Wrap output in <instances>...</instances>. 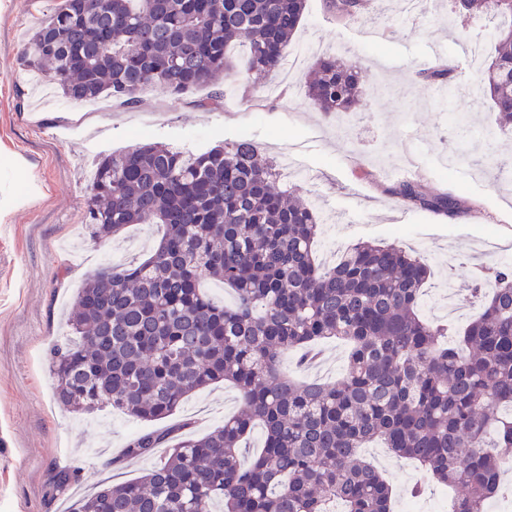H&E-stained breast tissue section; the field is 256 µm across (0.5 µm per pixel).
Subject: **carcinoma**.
Here are the masks:
<instances>
[{
    "label": "carcinoma",
    "instance_id": "carcinoma-1",
    "mask_svg": "<svg viewBox=\"0 0 512 512\" xmlns=\"http://www.w3.org/2000/svg\"><path fill=\"white\" fill-rule=\"evenodd\" d=\"M376 0H328L336 18L393 21ZM306 0H58L29 32L26 67L58 79L76 101L110 95L131 106L145 85L178 99L230 80L234 46H249L247 72L278 68L300 26ZM468 24L509 16L499 0L458 3ZM475 98L495 112L488 140L512 132V23L495 30ZM360 63L336 55L316 63L306 96L322 111L346 114L362 102ZM86 227L107 242L132 224L165 227L153 253L107 263L79 288L67 316L70 335L48 360L57 400L90 414L110 405L147 423L172 417L193 391L232 383L242 407L212 432L188 424L151 428L126 443V458L168 452L136 480L83 497L76 512H391L392 491L358 449L381 440L417 460L438 483L459 490L452 512H486L504 495L512 456V267L476 283L492 289L461 346L418 314L430 269L395 245L359 242L331 268L313 257L321 216L289 200L272 160L240 138L195 154L154 142L98 159ZM390 192L407 207L451 219L472 203L451 186L440 192L407 180ZM207 279L235 292L225 307ZM336 337L350 344L334 384L300 383L281 355ZM263 445L249 462L242 443L255 428ZM76 472L64 468V494Z\"/></svg>",
    "mask_w": 512,
    "mask_h": 512
}]
</instances>
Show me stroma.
I'll return each mask as SVG.
<instances>
[{
	"label": "stroma",
	"mask_w": 512,
	"mask_h": 512,
	"mask_svg": "<svg viewBox=\"0 0 512 512\" xmlns=\"http://www.w3.org/2000/svg\"><path fill=\"white\" fill-rule=\"evenodd\" d=\"M54 0H0V512H73L83 496L101 484L140 477L147 459H126L122 450L140 422L106 407L79 415L55 399L46 354L68 332L64 315L81 283L105 262L121 264L147 257L162 234L160 225L135 224L118 238L99 243L85 228L88 182L99 156L136 146L139 134L153 142L201 152L248 135L268 157L291 155L281 169L282 190L312 202L326 215L315 244L322 265L338 262L353 244L395 243L420 255L430 267L424 316L441 321L456 302V331L482 307L468 290L478 267L512 265V134L486 147L483 133L492 120L489 106L457 98L467 113L468 135L448 119L434 87L417 76L416 63L442 44L454 85L473 81L460 39L481 42L491 56L494 41L484 24L464 34L448 27V0H427L429 20L391 26L369 38L368 20L337 22L323 0H308L301 26L285 53L290 74L262 80L247 72L248 50L234 49L238 78L219 87L223 103L200 107L211 90L199 87L176 100L144 88L135 106L92 111L63 96L57 84L31 82L21 62L28 28ZM322 52H346L360 61L367 85L363 105L351 119L326 113L304 95V81ZM418 151L419 180L441 191L460 186L473 207L457 220L404 206L388 189L390 173L406 147ZM463 154L444 169L449 151ZM323 361L297 369L299 351L284 355L282 367L308 382H333L346 367L347 347L331 338L318 345ZM238 392L217 383L195 391L173 420L205 435L240 406ZM389 482L393 512H403L407 491L429 482L411 459L376 444L363 451ZM78 467L66 494L53 489L62 467Z\"/></svg>",
	"instance_id": "1"
}]
</instances>
